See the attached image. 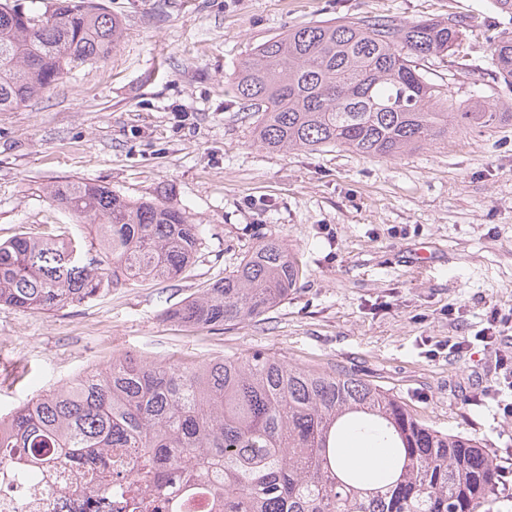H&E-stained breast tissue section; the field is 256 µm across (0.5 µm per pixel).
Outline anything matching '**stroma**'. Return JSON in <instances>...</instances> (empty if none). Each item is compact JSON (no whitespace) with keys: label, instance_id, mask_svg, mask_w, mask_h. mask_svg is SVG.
Here are the masks:
<instances>
[{"label":"stroma","instance_id":"obj_1","mask_svg":"<svg viewBox=\"0 0 512 512\" xmlns=\"http://www.w3.org/2000/svg\"><path fill=\"white\" fill-rule=\"evenodd\" d=\"M124 36L105 59L0 112V243L58 233L69 217L46 186L90 180L128 199H161L203 224L196 262L57 311L0 306V413L126 352L198 363L256 351L347 369L419 419L479 440L502 469L490 512H512V388L494 387L483 331L512 316V123L458 129L396 158L345 148L273 152L229 78L254 48L296 25L344 18L406 23L454 13L495 26L492 0H101ZM466 68L423 64L458 102L512 112L484 36ZM302 274L259 321L191 328L164 320L233 271L259 237ZM469 341L452 352L449 342Z\"/></svg>","mask_w":512,"mask_h":512}]
</instances>
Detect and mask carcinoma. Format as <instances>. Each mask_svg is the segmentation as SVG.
Instances as JSON below:
<instances>
[{
	"label": "carcinoma",
	"instance_id": "1",
	"mask_svg": "<svg viewBox=\"0 0 512 512\" xmlns=\"http://www.w3.org/2000/svg\"><path fill=\"white\" fill-rule=\"evenodd\" d=\"M466 19L338 20L301 25L259 44L235 69V98L259 112L257 140L272 151L344 147L394 158L450 128L512 122L480 97L461 109L419 62L460 57ZM121 20L97 0H54L42 13L0 0V112L115 47ZM495 74L512 83V30L489 43ZM49 201L70 234L0 243V305L49 312L126 281L171 279L192 264L203 225L157 199L108 186L57 183ZM285 243L261 239L235 270L164 312L190 327L255 320L295 286ZM375 435L400 458L373 478L336 468L347 434ZM63 460L92 495H123L139 472L144 492L168 496L171 474L223 512H480L499 480L495 456L469 436L438 431L388 390L346 371H317L254 352L198 365L132 354L0 415V472L32 476Z\"/></svg>",
	"mask_w": 512,
	"mask_h": 512
}]
</instances>
